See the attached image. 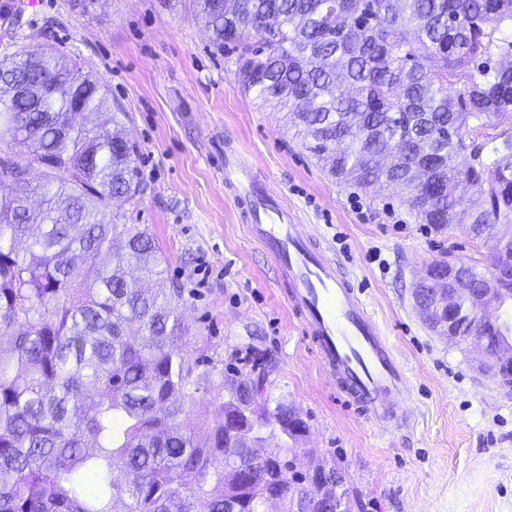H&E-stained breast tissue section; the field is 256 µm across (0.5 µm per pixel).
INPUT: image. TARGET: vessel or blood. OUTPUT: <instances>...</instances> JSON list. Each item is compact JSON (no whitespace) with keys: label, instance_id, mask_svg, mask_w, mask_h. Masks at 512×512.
I'll return each instance as SVG.
<instances>
[{"label":"vessel or blood","instance_id":"1","mask_svg":"<svg viewBox=\"0 0 512 512\" xmlns=\"http://www.w3.org/2000/svg\"><path fill=\"white\" fill-rule=\"evenodd\" d=\"M224 186L246 211L251 236L272 257L302 334L345 403L385 429L407 422L401 408L407 370L349 274L298 224L287 203L254 177L229 142Z\"/></svg>","mask_w":512,"mask_h":512}]
</instances>
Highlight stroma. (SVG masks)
I'll return each mask as SVG.
<instances>
[{
  "instance_id": "35a3bbf8",
  "label": "stroma",
  "mask_w": 512,
  "mask_h": 512,
  "mask_svg": "<svg viewBox=\"0 0 512 512\" xmlns=\"http://www.w3.org/2000/svg\"><path fill=\"white\" fill-rule=\"evenodd\" d=\"M7 2L0 57L53 46L100 78L127 113L143 191L111 210L118 223L147 226L165 258L149 287L181 288L190 424L203 430L221 420L213 387L233 367L263 377L265 396L306 421L298 453L345 471L352 512H512V391L483 370L481 355L430 330L412 300L417 272L443 250L488 260L466 225L436 233L400 188L366 192L329 176L281 112L241 90L192 0H97L88 14L74 0H39L32 12ZM228 137L386 325L409 378L404 426L380 429L338 402L301 340L272 260L224 194Z\"/></svg>"
}]
</instances>
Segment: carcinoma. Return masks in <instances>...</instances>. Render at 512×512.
<instances>
[{
    "label": "carcinoma",
    "instance_id": "1",
    "mask_svg": "<svg viewBox=\"0 0 512 512\" xmlns=\"http://www.w3.org/2000/svg\"><path fill=\"white\" fill-rule=\"evenodd\" d=\"M195 2L242 90L284 109L331 175L397 184L421 223L475 224L492 264L512 262V239L495 233L512 219V132L489 133L512 112V0ZM12 82L34 94L0 93V185L13 188L0 195V512H261L269 496L284 512L303 500L328 512L311 475L322 459L264 448L307 423L270 405L262 380L216 393L223 418L204 433L189 423L181 290L127 279L131 267L161 275L159 249L148 228L109 219L113 198L141 192L127 113L55 48L1 58L0 90ZM80 90L102 123L73 124ZM457 280L469 296L455 325L484 339V366L512 390L497 359L512 315L478 318L483 276ZM498 287L494 303L512 311V280ZM447 292L423 289L421 309Z\"/></svg>",
    "mask_w": 512,
    "mask_h": 512
}]
</instances>
